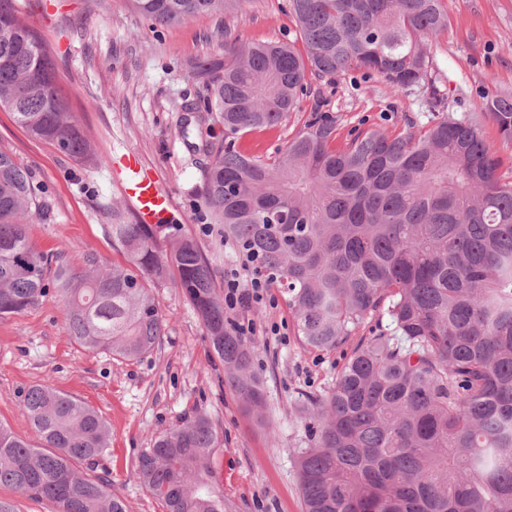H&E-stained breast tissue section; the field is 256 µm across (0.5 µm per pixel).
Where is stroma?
Returning <instances> with one entry per match:
<instances>
[{"label":"stroma","mask_w":512,"mask_h":512,"mask_svg":"<svg viewBox=\"0 0 512 512\" xmlns=\"http://www.w3.org/2000/svg\"><path fill=\"white\" fill-rule=\"evenodd\" d=\"M15 7L50 50L58 86L95 150L91 162H80L33 140L11 112L0 109V150L46 191L47 214L28 226L32 243L54 264L76 271L90 257L107 268L124 263L103 205L120 203L126 221L135 222L108 172L110 158L131 150L168 191L161 223L181 225L196 240L214 269L216 289H223L225 274L241 268L240 251L220 225L209 223L202 206L210 161L206 145L221 137L222 128L201 121L191 108L203 90L191 65L218 53L228 27L252 43L299 41L286 0H250L241 12L203 15L161 30L152 29L128 0H57V11L48 18L30 0H15ZM442 7L448 27L429 41L428 86L399 90L354 70L331 79L311 75L300 110L276 128L246 134L239 149L272 155L315 111L335 119L340 147L362 122L394 134L409 123H427L435 113L461 118L477 112L486 97L512 96V0H442ZM150 292L166 317V332L153 351L132 361L81 348L54 293L34 309L0 318V423L35 441L23 410L27 390L47 384L77 397L111 430L110 447L94 473L109 475L127 512H165L138 481L137 460L178 421L203 412L224 437L211 468L213 484L233 512H302L296 458L313 438L307 398L333 386L360 338L370 336L371 323L327 352L301 344L281 289L272 291L274 304L230 313L231 322L254 328L248 340L264 383L262 413L271 423L264 429L225 376L181 288L167 279L153 283Z\"/></svg>","instance_id":"obj_1"}]
</instances>
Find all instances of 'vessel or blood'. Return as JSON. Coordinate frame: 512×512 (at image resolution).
Instances as JSON below:
<instances>
[{"mask_svg": "<svg viewBox=\"0 0 512 512\" xmlns=\"http://www.w3.org/2000/svg\"><path fill=\"white\" fill-rule=\"evenodd\" d=\"M119 172L120 187L140 223H154L169 203L165 188L152 172L139 164L135 155L122 157Z\"/></svg>", "mask_w": 512, "mask_h": 512, "instance_id": "1", "label": "vessel or blood"}]
</instances>
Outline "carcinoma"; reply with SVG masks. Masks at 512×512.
I'll list each match as a JSON object with an SVG mask.
<instances>
[{"mask_svg":"<svg viewBox=\"0 0 512 512\" xmlns=\"http://www.w3.org/2000/svg\"><path fill=\"white\" fill-rule=\"evenodd\" d=\"M156 27L243 10L248 0H129ZM303 50L287 41L242 43L224 27L220 54L197 60L206 92L195 111L217 117L203 205L287 296L300 342L331 351L368 319L333 387L309 400L313 444L297 459L303 512H512V183L479 124L442 116L390 136L310 120L273 157L237 140L300 109L307 76L362 69L396 88L426 80L429 38L448 27L441 0H288ZM0 109L39 141L81 161L91 143L56 84L54 60L14 0H0ZM484 115L512 143V97ZM44 188L0 151V318L33 309L54 290L82 347L119 360L154 350L166 321L150 284L172 278L200 316L224 374L249 408L264 404L254 346L233 330L195 239L112 209V239L128 265H64L26 232ZM24 412L38 443L0 423V486L61 512H127L112 480L78 468L109 447L102 416L47 385ZM222 439L197 413L138 460L137 476L166 512H224L210 458Z\"/></svg>","mask_w":512,"mask_h":512,"instance_id":"obj_1","label":"carcinoma"}]
</instances>
